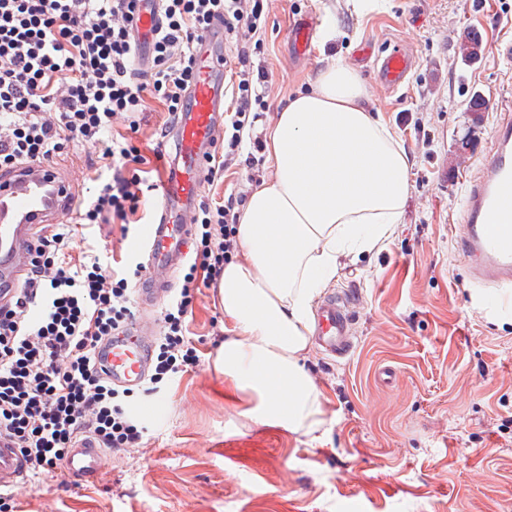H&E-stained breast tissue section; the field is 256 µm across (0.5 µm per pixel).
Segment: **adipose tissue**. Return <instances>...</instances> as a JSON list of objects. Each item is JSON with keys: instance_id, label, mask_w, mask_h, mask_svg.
<instances>
[{"instance_id": "adipose-tissue-1", "label": "adipose tissue", "mask_w": 512, "mask_h": 512, "mask_svg": "<svg viewBox=\"0 0 512 512\" xmlns=\"http://www.w3.org/2000/svg\"><path fill=\"white\" fill-rule=\"evenodd\" d=\"M265 152L273 175L242 207L238 254L216 285L232 331L218 369L256 423L309 434L324 423L322 393L302 363L311 303L340 259L390 241L411 162L359 71L333 55L310 91L277 110Z\"/></svg>"}]
</instances>
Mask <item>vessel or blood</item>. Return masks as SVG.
<instances>
[{
	"instance_id": "vessel-or-blood-1",
	"label": "vessel or blood",
	"mask_w": 512,
	"mask_h": 512,
	"mask_svg": "<svg viewBox=\"0 0 512 512\" xmlns=\"http://www.w3.org/2000/svg\"><path fill=\"white\" fill-rule=\"evenodd\" d=\"M318 28L316 17H304L290 32L296 54L309 49ZM223 25H214L198 46L201 66L186 112L175 125V154L169 163L161 198L162 219L146 225L139 246L147 255L146 271L137 282L138 317L125 334L113 337L96 352V361L113 384L137 388L147 378L155 338L145 321L162 305L170 288L155 273L181 260L192 234L188 219L201 192L205 164L220 125L224 98ZM415 68L414 57L402 46L383 51L373 69L387 91L402 88ZM74 197L71 184L55 167L26 164L0 177V280L18 284L26 270L27 245L42 224L66 219L64 207ZM455 230L473 279L488 286L512 284V113L500 114L491 150L482 157L479 173L469 181ZM352 296L332 294L317 303L315 339L331 356L343 358L353 349ZM107 456L91 438L71 448L63 462L67 478L93 483ZM27 475L26 462L10 439L0 438V492L11 490Z\"/></svg>"
}]
</instances>
